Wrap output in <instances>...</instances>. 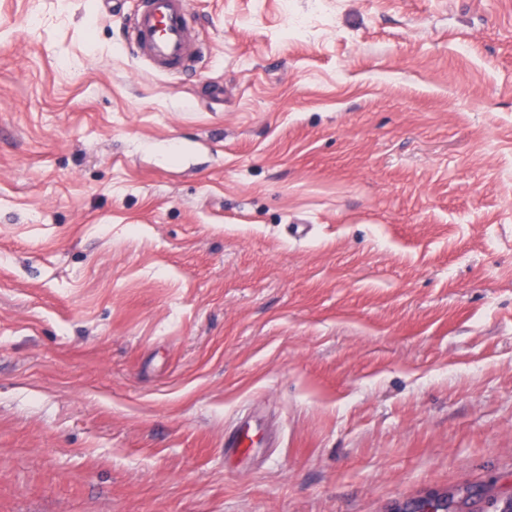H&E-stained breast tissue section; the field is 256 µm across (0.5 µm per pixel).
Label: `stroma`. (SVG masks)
<instances>
[{
  "mask_svg": "<svg viewBox=\"0 0 512 512\" xmlns=\"http://www.w3.org/2000/svg\"><path fill=\"white\" fill-rule=\"evenodd\" d=\"M132 6L0 0V512H491L512 0H190L168 74Z\"/></svg>",
  "mask_w": 512,
  "mask_h": 512,
  "instance_id": "obj_1",
  "label": "stroma"
}]
</instances>
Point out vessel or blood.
<instances>
[{
  "label": "vessel or blood",
  "mask_w": 512,
  "mask_h": 512,
  "mask_svg": "<svg viewBox=\"0 0 512 512\" xmlns=\"http://www.w3.org/2000/svg\"><path fill=\"white\" fill-rule=\"evenodd\" d=\"M126 31L148 67L162 73L183 70L193 50L189 0H136Z\"/></svg>",
  "instance_id": "1"
}]
</instances>
